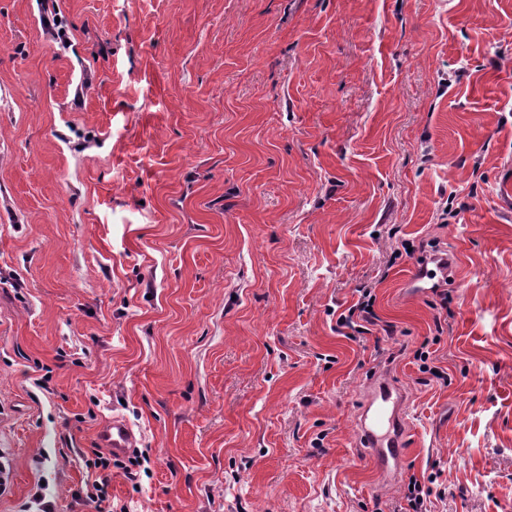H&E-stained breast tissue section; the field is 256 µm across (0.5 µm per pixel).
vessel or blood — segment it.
I'll list each match as a JSON object with an SVG mask.
<instances>
[{"label":"vessel or blood","mask_w":512,"mask_h":512,"mask_svg":"<svg viewBox=\"0 0 512 512\" xmlns=\"http://www.w3.org/2000/svg\"><path fill=\"white\" fill-rule=\"evenodd\" d=\"M452 261L444 257L436 268L427 264L416 265L407 285L410 292H424L428 281L437 275L450 273ZM407 407V395L400 385L383 376L373 377L363 410L358 418V433L364 447L369 448L377 468L385 480L397 474L403 458L406 431L403 419ZM100 447L111 449L113 454L124 455L136 446L130 426L121 419H112L98 434Z\"/></svg>","instance_id":"1"}]
</instances>
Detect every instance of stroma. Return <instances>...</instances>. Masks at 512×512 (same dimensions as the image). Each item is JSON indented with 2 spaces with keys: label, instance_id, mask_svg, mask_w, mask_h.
I'll list each match as a JSON object with an SVG mask.
<instances>
[{
  "label": "stroma",
  "instance_id": "35a3bbf8",
  "mask_svg": "<svg viewBox=\"0 0 512 512\" xmlns=\"http://www.w3.org/2000/svg\"><path fill=\"white\" fill-rule=\"evenodd\" d=\"M509 17L0 0V512H393L429 475V512H512ZM407 242L451 256L447 307L405 290ZM379 373L408 393L384 489L355 423ZM115 416L150 473L118 458L94 502ZM358 300L351 305L345 312L341 313L337 319L338 329L351 339H357L369 329L365 326L374 325L376 315L374 312V304L376 295L372 292V288H357Z\"/></svg>",
  "mask_w": 512,
  "mask_h": 512
}]
</instances>
